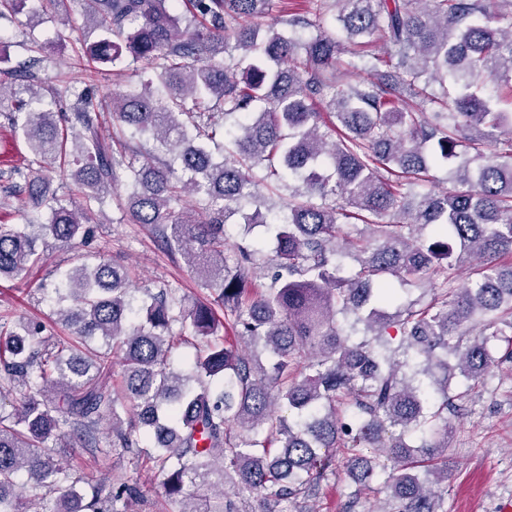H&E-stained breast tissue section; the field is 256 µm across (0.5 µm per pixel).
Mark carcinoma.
I'll return each instance as SVG.
<instances>
[{
    "mask_svg": "<svg viewBox=\"0 0 512 512\" xmlns=\"http://www.w3.org/2000/svg\"><path fill=\"white\" fill-rule=\"evenodd\" d=\"M272 8L83 0L100 36L77 55L83 90L67 112L37 108L58 95L31 73L49 57L0 71L8 131L31 154L0 173L50 211L45 224H0V279L29 275L45 237L87 241L94 209L124 175L132 222L152 226L214 291L209 303L170 287L138 295L128 268L100 259L55 271L52 314L76 343L37 322L0 323V375L21 388L10 411L0 408V512H128L135 487L90 482L56 457L67 425L82 447L99 448L103 420L112 447L164 476L179 512H240V490L256 495L251 512H288L341 472L355 485L343 512L373 492L385 495L377 512H445L448 412L492 365L512 361V0H308L275 17ZM330 11L339 36L324 27ZM378 44L371 76L347 81L358 65L342 56ZM130 62L155 79L98 97L100 65L118 75ZM105 110L129 141L102 136ZM146 135L148 150L134 142ZM491 142L499 148L487 153ZM461 157V187L415 191ZM52 164L81 201L47 195L41 172ZM289 180L298 185L278 209L261 210L257 189ZM186 194L199 209L172 210ZM235 216L274 245L270 282L256 283L257 244H236L227 263ZM349 253L354 270L342 262ZM470 264L476 279L458 285ZM409 284L431 288L430 300L400 304ZM228 325L267 366L226 344ZM191 341L193 358L174 365L173 346Z\"/></svg>",
    "mask_w": 512,
    "mask_h": 512,
    "instance_id": "cac0c4a2",
    "label": "carcinoma"
}]
</instances>
